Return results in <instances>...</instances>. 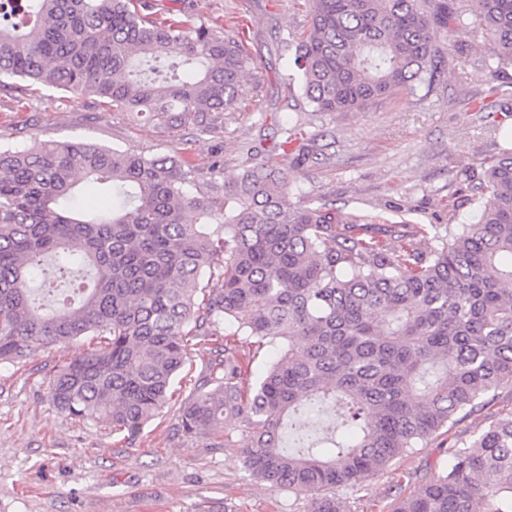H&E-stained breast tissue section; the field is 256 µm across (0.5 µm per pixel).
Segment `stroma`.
I'll list each match as a JSON object with an SVG mask.
<instances>
[{
  "instance_id": "stroma-1",
  "label": "stroma",
  "mask_w": 512,
  "mask_h": 512,
  "mask_svg": "<svg viewBox=\"0 0 512 512\" xmlns=\"http://www.w3.org/2000/svg\"><path fill=\"white\" fill-rule=\"evenodd\" d=\"M190 15L235 24L258 64L236 112L210 134L194 126L162 133L125 112L73 100L69 93L24 81L0 88V146L86 142L147 156L187 155L197 168L191 191L223 193L282 125L301 120L317 160L277 157L288 172L292 202L332 204L351 219L376 215L411 224H470L478 203L470 189L483 162L512 132V66L497 75L474 66L481 39L444 49L448 66L432 88L404 91L364 112L312 113L301 103L282 42L307 27L306 0H185ZM75 346L56 347L16 365H0V512H199L202 502L226 512H305L306 501L250 477L242 465V428L226 437L190 439L178 430L179 407L202 363L193 359L178 391L135 442L57 412L49 381ZM512 412V387L499 388L477 415L394 460L350 497V512H392L447 459L449 445L471 438Z\"/></svg>"
}]
</instances>
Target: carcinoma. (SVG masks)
<instances>
[{
	"mask_svg": "<svg viewBox=\"0 0 512 512\" xmlns=\"http://www.w3.org/2000/svg\"><path fill=\"white\" fill-rule=\"evenodd\" d=\"M288 42L314 112L365 111L432 85L439 44L480 32L490 72L512 64V0H308ZM257 69L234 26L192 22L153 0H0V86L17 78L90 98L163 131L209 132ZM313 152L299 122L262 159L200 198L187 156L85 142L0 148V364L81 339L49 382L54 408L135 439L203 369L180 406L184 435L243 425L250 477L348 512L338 491L424 448L512 385V150L473 187L474 224L351 232L325 203L289 201L272 163ZM194 210L198 223L188 224ZM224 234L210 231L211 225ZM280 351L251 379L237 337ZM302 338L296 350L291 342ZM330 408L313 431L299 414ZM392 512H512V414L462 444Z\"/></svg>",
	"mask_w": 512,
	"mask_h": 512,
	"instance_id": "cac0c4a2",
	"label": "carcinoma"
}]
</instances>
